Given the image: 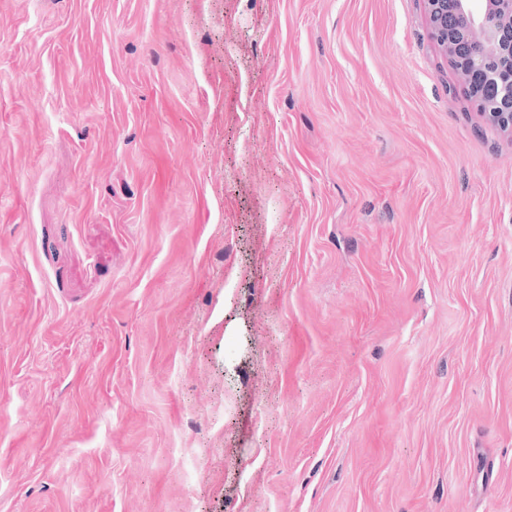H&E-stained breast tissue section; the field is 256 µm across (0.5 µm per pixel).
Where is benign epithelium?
I'll list each match as a JSON object with an SVG mask.
<instances>
[{
	"instance_id": "7a95c632",
	"label": "benign epithelium",
	"mask_w": 512,
	"mask_h": 512,
	"mask_svg": "<svg viewBox=\"0 0 512 512\" xmlns=\"http://www.w3.org/2000/svg\"><path fill=\"white\" fill-rule=\"evenodd\" d=\"M431 38L448 57L481 115L512 137V0H456V20H448V0H424ZM468 43L479 47L464 52ZM498 100H484L485 88Z\"/></svg>"
}]
</instances>
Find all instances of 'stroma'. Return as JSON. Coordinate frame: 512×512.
I'll use <instances>...</instances> for the list:
<instances>
[{"label":"stroma","mask_w":512,"mask_h":512,"mask_svg":"<svg viewBox=\"0 0 512 512\" xmlns=\"http://www.w3.org/2000/svg\"><path fill=\"white\" fill-rule=\"evenodd\" d=\"M0 512H512V138L423 0H0Z\"/></svg>","instance_id":"obj_1"}]
</instances>
